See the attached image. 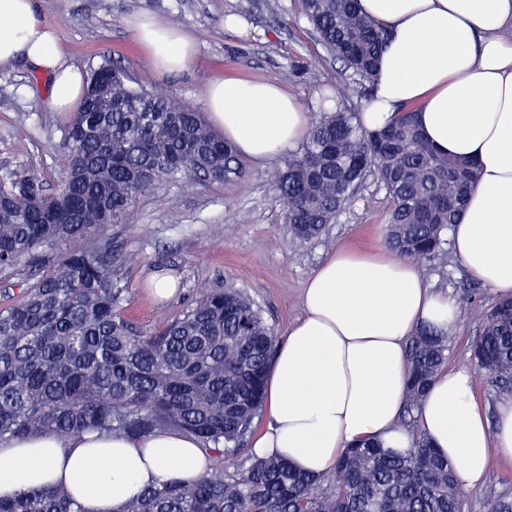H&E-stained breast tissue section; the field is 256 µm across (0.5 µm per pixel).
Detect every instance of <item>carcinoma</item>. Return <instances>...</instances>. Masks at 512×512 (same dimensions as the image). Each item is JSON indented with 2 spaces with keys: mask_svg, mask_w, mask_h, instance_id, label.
Returning <instances> with one entry per match:
<instances>
[{
  "mask_svg": "<svg viewBox=\"0 0 512 512\" xmlns=\"http://www.w3.org/2000/svg\"><path fill=\"white\" fill-rule=\"evenodd\" d=\"M301 3L317 41L373 85L387 32L358 0ZM341 99L275 179L294 239L319 237L373 176L392 202L386 244L419 263L442 261L473 186V164L437 153L411 107L367 131ZM62 149L66 176L52 193L34 170L0 178V273L42 262L38 278L0 309V444L42 433L134 438L175 428L211 451L208 476L148 488L122 512H462L452 465L421 435L404 455L368 443L346 449L328 488L278 456L253 457L224 479V460L261 413L275 355L277 336L259 306L238 288H212L147 333L121 313L112 243L61 247L121 222L147 191L195 175L240 179L245 167L203 113L109 60L91 71ZM450 343L425 326L411 337L405 425L415 423L413 411L447 363ZM473 352L493 383L512 382L511 299L485 313ZM0 512L82 510L55 484L0 497Z\"/></svg>",
  "mask_w": 512,
  "mask_h": 512,
  "instance_id": "cac0c4a2",
  "label": "carcinoma"
}]
</instances>
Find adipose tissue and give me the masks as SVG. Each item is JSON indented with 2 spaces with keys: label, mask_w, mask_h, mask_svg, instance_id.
Instances as JSON below:
<instances>
[{
  "label": "adipose tissue",
  "mask_w": 512,
  "mask_h": 512,
  "mask_svg": "<svg viewBox=\"0 0 512 512\" xmlns=\"http://www.w3.org/2000/svg\"><path fill=\"white\" fill-rule=\"evenodd\" d=\"M360 7L391 34L362 126L376 129L412 105L435 150L475 162L451 250L468 278L512 297V0H360ZM127 27L158 71L193 64L197 43L188 30L148 13L131 16ZM20 62L50 79L49 111L79 108L85 76L66 60L59 30L39 15L36 0H0V70ZM204 103L225 139L252 160L278 157L310 130L302 103L270 82L219 76ZM302 307L267 372L254 454L281 456L326 477L353 443L411 448L412 435L400 424L409 339L423 325L454 332L458 302L431 288L417 262L388 248H339L307 279ZM417 427L454 464L459 488L475 489L492 451L512 458V394L499 400L491 420L470 373L442 371ZM209 457L197 439L175 429L142 438L13 439L0 445V496L61 483L84 512H121L145 487L205 477Z\"/></svg>",
  "instance_id": "1"
}]
</instances>
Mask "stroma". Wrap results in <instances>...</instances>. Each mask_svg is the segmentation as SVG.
<instances>
[{"instance_id": "35a3bbf8", "label": "stroma", "mask_w": 512, "mask_h": 512, "mask_svg": "<svg viewBox=\"0 0 512 512\" xmlns=\"http://www.w3.org/2000/svg\"><path fill=\"white\" fill-rule=\"evenodd\" d=\"M37 8L60 31L69 62L87 69L105 57L121 62L158 93L198 110L207 83L219 74L280 85L304 104L314 122L323 115L322 95L331 86H346L353 109L364 101L358 84L316 41L299 0H37ZM139 12L193 33L198 50L189 71L155 70L125 24ZM230 15L243 21L245 34L225 29ZM49 90V79L24 65L0 71V170H37L53 188L65 175L58 149L64 118L43 107ZM286 162L283 155L262 165L248 160L244 178L211 184L181 181L140 196L124 223L104 232L126 288L123 313L151 330L178 315L203 289L229 283L246 292L281 335L300 318L305 282L330 252L339 246L364 249L383 243L389 199L372 177L321 236L296 242L283 222L284 204L274 188V177ZM421 271L461 305L448 368L469 370L475 395L494 408L501 391L473 356L494 296L475 289L454 257ZM157 272L174 275L180 284L176 296L164 303L146 291ZM503 494L512 496V459L495 451L484 485L462 492L463 510L487 512L488 500Z\"/></svg>"}]
</instances>
